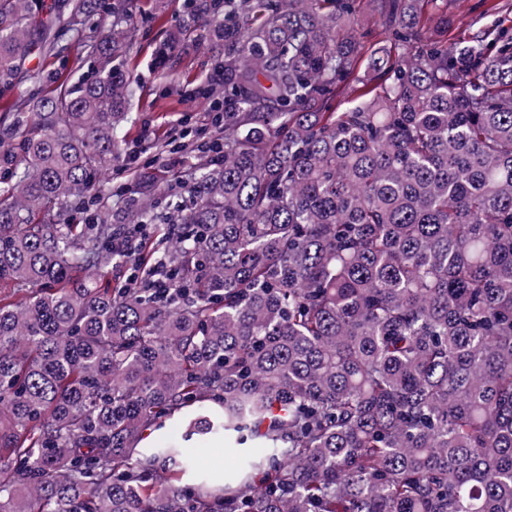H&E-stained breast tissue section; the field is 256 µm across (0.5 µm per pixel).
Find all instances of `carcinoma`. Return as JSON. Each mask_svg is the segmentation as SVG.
<instances>
[{"label": "carcinoma", "instance_id": "1", "mask_svg": "<svg viewBox=\"0 0 512 512\" xmlns=\"http://www.w3.org/2000/svg\"><path fill=\"white\" fill-rule=\"evenodd\" d=\"M133 2L0 0L1 85L88 63L0 119V512H512V33L185 0L154 60L203 30L224 124L113 212ZM216 441L244 471L191 475ZM39 69L44 74L59 78L58 83L35 81L29 77L28 70ZM87 71V64L81 63L75 55L69 57L46 55L36 57L27 63L15 78L12 85L0 87V114L14 111L15 102L23 96L41 98L53 90L60 82H77L82 73Z\"/></svg>", "mask_w": 512, "mask_h": 512}]
</instances>
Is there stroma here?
Returning a JSON list of instances; mask_svg holds the SVG:
<instances>
[{
    "mask_svg": "<svg viewBox=\"0 0 512 512\" xmlns=\"http://www.w3.org/2000/svg\"><path fill=\"white\" fill-rule=\"evenodd\" d=\"M134 7L138 25L128 65L144 89L133 101L132 123L117 131L124 142L123 155L105 174L110 202L116 208L123 205L125 197L144 177H163L164 158L155 151V143L183 131L201 136L210 127V116L197 91L209 82L214 47L197 40L178 49L167 67H153L154 51L167 30L186 21L183 0H169L159 19L152 16L154 0H135ZM29 66L46 73V80H33L28 71H23L12 85L1 86L0 114L11 112L20 97L40 98L48 94L54 88V80L77 82L87 70L86 64L72 56H40L31 60Z\"/></svg>",
    "mask_w": 512,
    "mask_h": 512,
    "instance_id": "stroma-1",
    "label": "stroma"
}]
</instances>
